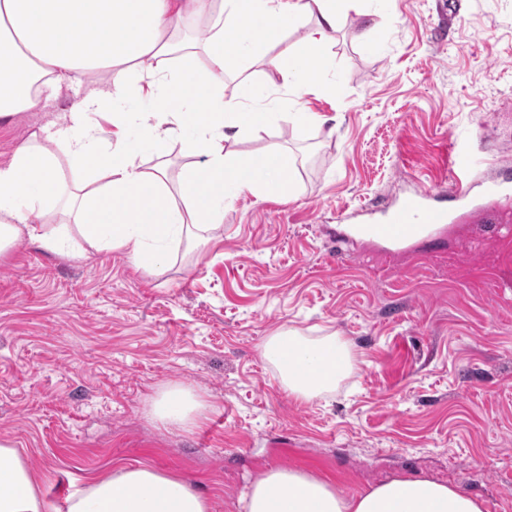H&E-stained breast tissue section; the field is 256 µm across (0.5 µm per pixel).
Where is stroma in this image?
I'll return each instance as SVG.
<instances>
[{"label":"stroma","mask_w":512,"mask_h":512,"mask_svg":"<svg viewBox=\"0 0 512 512\" xmlns=\"http://www.w3.org/2000/svg\"><path fill=\"white\" fill-rule=\"evenodd\" d=\"M374 29L339 23L325 81L335 99L283 86L248 63L258 105L325 116L226 142L278 144L296 164L290 197L237 195L220 237L179 251L161 274L121 251L75 260L28 241L0 256V438L46 475L49 498L120 466L175 473L213 512L273 467L331 480L345 496L425 478L512 512V0H366ZM86 86L0 122V163ZM500 185L476 216L388 250L349 226L445 169ZM289 325L350 344L334 392L290 397L261 346ZM184 383L211 407L193 431L149 416Z\"/></svg>","instance_id":"35a3bbf8"}]
</instances>
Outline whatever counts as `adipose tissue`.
Listing matches in <instances>:
<instances>
[{
	"mask_svg": "<svg viewBox=\"0 0 512 512\" xmlns=\"http://www.w3.org/2000/svg\"><path fill=\"white\" fill-rule=\"evenodd\" d=\"M364 0H0V120L47 107L48 92L107 74L105 88H90L69 108L66 122L40 128L37 138L0 164V256L26 239L45 252L89 258L121 250L149 275L161 272L181 246L200 249L220 226L226 198L249 192L289 197L294 160L279 146L258 154L229 153L225 141L280 123H319L305 107L282 112L255 105L256 87L241 81L236 102L224 99V78L278 45L303 16L316 17L304 39L276 55L272 67L285 86L334 96L321 79L330 59L331 33L340 17L364 15ZM212 20L201 48L176 47L173 27L186 16ZM175 55L168 67L163 59ZM153 102L151 117L113 112L109 135L93 117L102 98L136 95ZM192 131L191 160L170 177L164 158L178 131ZM137 138H130V131ZM85 171L69 201L70 223L37 224L63 189L55 146ZM157 161L145 166L141 152ZM262 354L278 370L282 386L300 402L332 391L352 371L346 341L330 334L308 338L283 326ZM208 407L179 383L161 389L152 418L190 431ZM44 480L10 440L0 439V512H211V502L180 476L149 466H121L91 477L62 504L43 493ZM243 512H483L480 501L447 484L394 478L356 495L297 469H274L254 482Z\"/></svg>",
	"mask_w": 512,
	"mask_h": 512,
	"instance_id": "obj_1",
	"label": "adipose tissue"
}]
</instances>
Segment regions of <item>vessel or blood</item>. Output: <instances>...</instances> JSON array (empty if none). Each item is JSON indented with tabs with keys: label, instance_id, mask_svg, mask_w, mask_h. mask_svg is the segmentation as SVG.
Wrapping results in <instances>:
<instances>
[{
	"label": "vessel or blood",
	"instance_id": "vessel-or-blood-1",
	"mask_svg": "<svg viewBox=\"0 0 512 512\" xmlns=\"http://www.w3.org/2000/svg\"><path fill=\"white\" fill-rule=\"evenodd\" d=\"M472 180L452 176L446 196L424 189L401 200L392 208L383 210L379 217L370 219L364 227L366 235L394 245L414 238H424L448 221V202L469 204L474 199Z\"/></svg>",
	"mask_w": 512,
	"mask_h": 512
}]
</instances>
